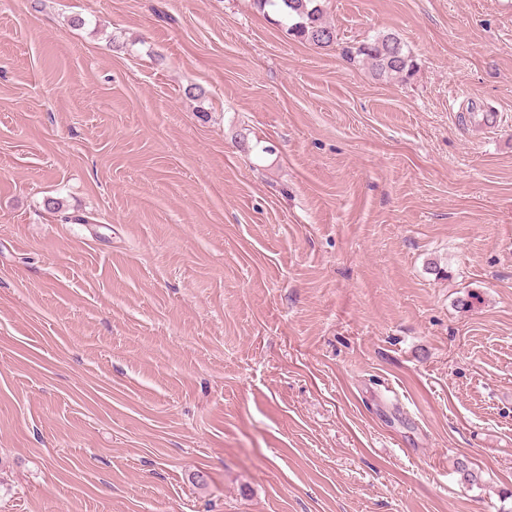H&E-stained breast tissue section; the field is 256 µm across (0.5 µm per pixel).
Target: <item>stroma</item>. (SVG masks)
Returning <instances> with one entry per match:
<instances>
[{
    "label": "stroma",
    "instance_id": "obj_1",
    "mask_svg": "<svg viewBox=\"0 0 512 512\" xmlns=\"http://www.w3.org/2000/svg\"><path fill=\"white\" fill-rule=\"evenodd\" d=\"M323 8L0 0V512H512V0ZM323 0H255L260 9L270 7L281 18L288 36L317 46H330L335 29L323 19ZM370 61L372 69L381 77L392 75H412L414 59L401 39L392 33L377 35L372 41L363 44L356 51Z\"/></svg>",
    "mask_w": 512,
    "mask_h": 512
}]
</instances>
